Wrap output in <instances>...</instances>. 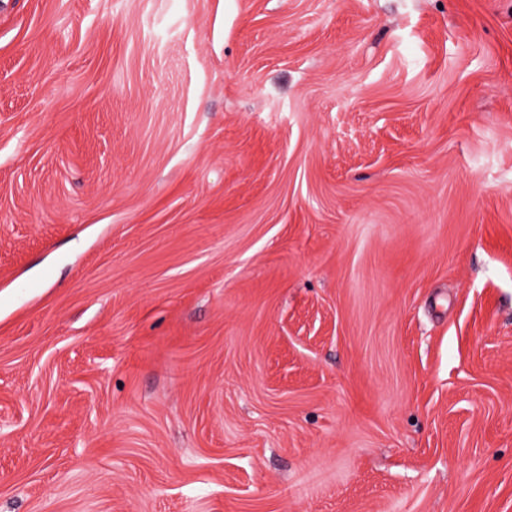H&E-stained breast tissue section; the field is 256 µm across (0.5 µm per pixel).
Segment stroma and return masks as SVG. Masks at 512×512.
<instances>
[{"mask_svg":"<svg viewBox=\"0 0 512 512\" xmlns=\"http://www.w3.org/2000/svg\"><path fill=\"white\" fill-rule=\"evenodd\" d=\"M0 512H512V0H0Z\"/></svg>","mask_w":512,"mask_h":512,"instance_id":"obj_1","label":"stroma"}]
</instances>
